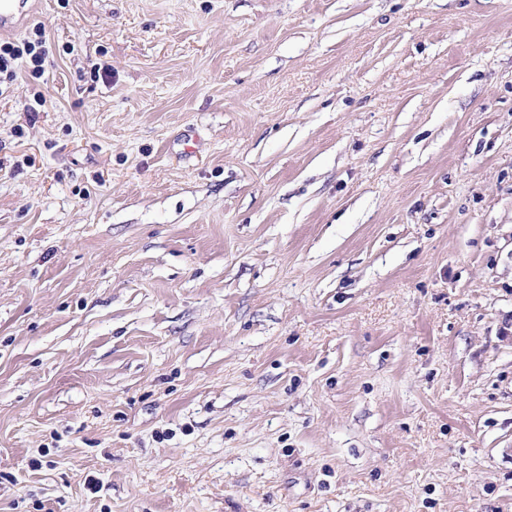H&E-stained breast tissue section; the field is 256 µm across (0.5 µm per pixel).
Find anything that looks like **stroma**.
I'll list each match as a JSON object with an SVG mask.
<instances>
[{
  "label": "stroma",
  "mask_w": 512,
  "mask_h": 512,
  "mask_svg": "<svg viewBox=\"0 0 512 512\" xmlns=\"http://www.w3.org/2000/svg\"><path fill=\"white\" fill-rule=\"evenodd\" d=\"M30 21L0 512H512V0Z\"/></svg>",
  "instance_id": "35a3bbf8"
}]
</instances>
